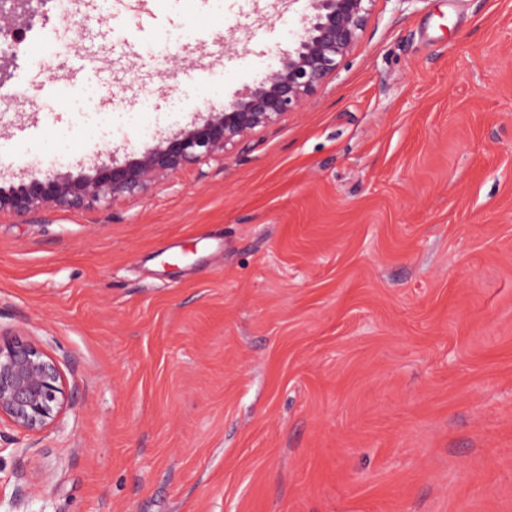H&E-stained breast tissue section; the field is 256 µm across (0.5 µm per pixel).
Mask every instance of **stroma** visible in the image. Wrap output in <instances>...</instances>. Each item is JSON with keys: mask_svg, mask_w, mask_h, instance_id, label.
<instances>
[{"mask_svg": "<svg viewBox=\"0 0 512 512\" xmlns=\"http://www.w3.org/2000/svg\"><path fill=\"white\" fill-rule=\"evenodd\" d=\"M194 3L78 0L26 32L153 105L45 102L19 56L0 181L142 153L260 82L305 12ZM163 32L218 91L127 47ZM0 329L69 394L38 434L0 426V512H512V0H372L311 102L223 157L1 215Z\"/></svg>", "mask_w": 512, "mask_h": 512, "instance_id": "35a3bbf8", "label": "stroma"}]
</instances>
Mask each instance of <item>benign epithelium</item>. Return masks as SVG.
<instances>
[{
	"label": "benign epithelium",
	"instance_id": "7a95c632",
	"mask_svg": "<svg viewBox=\"0 0 512 512\" xmlns=\"http://www.w3.org/2000/svg\"><path fill=\"white\" fill-rule=\"evenodd\" d=\"M301 28L293 32L279 67L220 108L189 126L163 134L155 146L119 163L97 159L75 177L32 168L18 184L0 186V214L18 220L50 210L94 209L146 193L181 169L224 151L308 102L336 73L365 29L372 0H306ZM51 0H0V61L18 58L17 33L50 20ZM55 360L17 334L0 332V424L37 434L68 406Z\"/></svg>",
	"mask_w": 512,
	"mask_h": 512
}]
</instances>
